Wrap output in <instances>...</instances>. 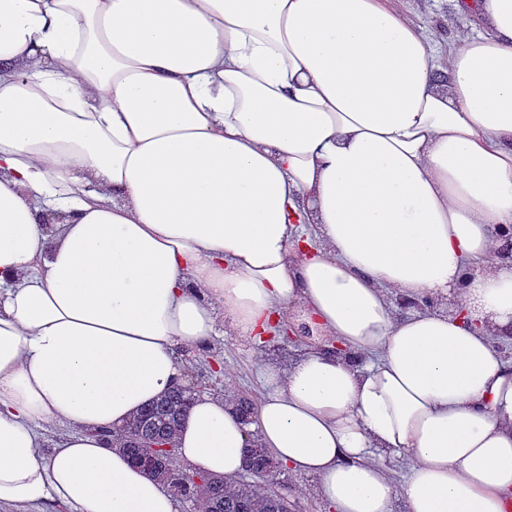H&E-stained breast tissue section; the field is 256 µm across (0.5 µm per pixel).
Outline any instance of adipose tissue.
<instances>
[{
  "mask_svg": "<svg viewBox=\"0 0 512 512\" xmlns=\"http://www.w3.org/2000/svg\"><path fill=\"white\" fill-rule=\"evenodd\" d=\"M460 9L439 57L391 0H0V505L175 512L114 427L217 331L287 330L185 464L256 441L328 512H512V0Z\"/></svg>",
  "mask_w": 512,
  "mask_h": 512,
  "instance_id": "adipose-tissue-1",
  "label": "adipose tissue"
}]
</instances>
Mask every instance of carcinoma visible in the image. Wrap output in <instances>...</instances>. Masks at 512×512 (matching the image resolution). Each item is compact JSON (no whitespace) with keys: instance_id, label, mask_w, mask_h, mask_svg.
I'll list each match as a JSON object with an SVG mask.
<instances>
[{"instance_id":"cac0c4a2","label":"carcinoma","mask_w":512,"mask_h":512,"mask_svg":"<svg viewBox=\"0 0 512 512\" xmlns=\"http://www.w3.org/2000/svg\"><path fill=\"white\" fill-rule=\"evenodd\" d=\"M196 386L177 389L164 394L156 403L142 409L126 420L116 431L115 445L131 456L138 451L139 442L150 439L158 445L176 446V435L181 426V411L191 400ZM256 470L267 477L248 483L241 479L218 493L207 482L203 472L183 473V479L175 481L169 468L159 470L161 482L173 491L182 502L191 505L195 512H282L283 503L270 482L279 477L285 467L267 449L254 444L251 449Z\"/></svg>"}]
</instances>
